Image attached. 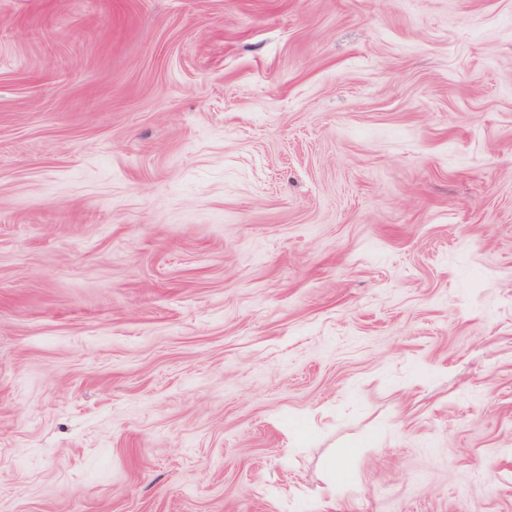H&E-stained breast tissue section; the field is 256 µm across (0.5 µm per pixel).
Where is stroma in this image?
<instances>
[{"instance_id": "35a3bbf8", "label": "stroma", "mask_w": 512, "mask_h": 512, "mask_svg": "<svg viewBox=\"0 0 512 512\" xmlns=\"http://www.w3.org/2000/svg\"><path fill=\"white\" fill-rule=\"evenodd\" d=\"M0 512H512V0H0Z\"/></svg>"}]
</instances>
